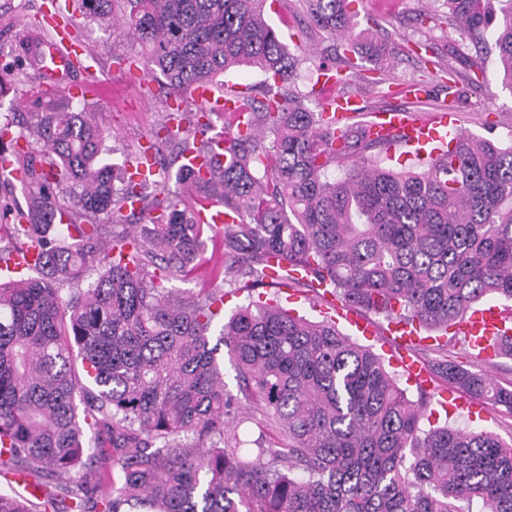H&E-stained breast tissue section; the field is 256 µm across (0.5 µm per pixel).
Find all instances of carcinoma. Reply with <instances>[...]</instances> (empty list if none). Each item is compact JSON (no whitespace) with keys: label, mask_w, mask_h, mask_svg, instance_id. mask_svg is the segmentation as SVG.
I'll return each mask as SVG.
<instances>
[{"label":"carcinoma","mask_w":512,"mask_h":512,"mask_svg":"<svg viewBox=\"0 0 512 512\" xmlns=\"http://www.w3.org/2000/svg\"><path fill=\"white\" fill-rule=\"evenodd\" d=\"M313 25L344 53L387 65L397 47L354 33L349 0H306ZM90 21L121 22L164 77L165 99L215 87L240 67L265 75L263 100L244 94L247 131L224 118V163L202 172L213 121L168 112L151 143L158 175L185 193L149 199L130 160L104 156L86 100L38 86L29 119L0 125V160L21 174L25 205L0 204V262L37 249L34 275L0 278V472L33 479L44 500L0 493V512H512V443L492 431L424 426L428 395L407 396L381 357L328 319L274 302L233 312L218 334L224 293L183 300L166 284L197 278L207 247L224 250V278L254 288L270 260L304 272L360 311L392 324L448 331L486 295L512 300V144L448 136L425 168L366 156L388 146L368 125L273 90L302 59L265 20L266 0H72ZM464 41L492 36L512 88V0H443ZM203 136L190 146L172 122ZM177 145L162 161L160 144ZM336 164L344 174L329 178ZM220 202L239 223L220 229L198 211ZM138 223L105 233L124 211ZM67 215L69 223L60 222ZM101 267L94 283L86 274ZM72 284L68 295L61 285ZM242 397L224 383L221 349ZM455 389L512 413V389L446 358L433 366ZM264 409L261 436L240 399ZM112 457L110 490L89 480L90 442Z\"/></svg>","instance_id":"1"}]
</instances>
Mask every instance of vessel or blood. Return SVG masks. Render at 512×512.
<instances>
[{
  "label": "vessel or blood",
  "instance_id": "b4317fda",
  "mask_svg": "<svg viewBox=\"0 0 512 512\" xmlns=\"http://www.w3.org/2000/svg\"><path fill=\"white\" fill-rule=\"evenodd\" d=\"M48 27L51 34L45 46L49 51L50 63L41 69L46 81L63 85L69 74L79 68L85 75L84 81L77 87L80 95L89 96L91 87L106 86L107 75L85 66L84 61L90 58L91 53L72 41L69 28L53 19L49 20ZM189 96L206 112L212 110L237 115L243 110L244 91L238 87L222 95L210 88L196 87L190 90ZM324 105L335 108L337 118L346 119L352 113L360 111L361 99L355 94L334 95L327 97ZM450 122L451 115L447 112L435 113L428 119L414 117L405 111L385 112L379 115L376 122L371 123L370 129L373 137L393 141L399 147L421 149L446 142ZM457 329L468 338L477 358L487 361L499 354L501 338L512 330V321L505 318L499 308L490 307L464 316ZM395 364L401 368L410 383L421 386L429 384L431 376L428 370L412 356L401 355L396 358Z\"/></svg>",
  "mask_w": 512,
  "mask_h": 512
}]
</instances>
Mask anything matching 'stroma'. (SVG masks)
Instances as JSON below:
<instances>
[{"label":"stroma","mask_w":512,"mask_h":512,"mask_svg":"<svg viewBox=\"0 0 512 512\" xmlns=\"http://www.w3.org/2000/svg\"><path fill=\"white\" fill-rule=\"evenodd\" d=\"M52 4L61 8L65 0H0V74L7 79L0 86V122L10 117L19 121L24 118L22 101L38 84L36 70L24 47L33 39H45V32H33L30 24L47 13ZM353 9L361 27L372 28L381 37L399 44L390 71L379 73L366 62L359 71H346L345 83L338 85V92L361 95L364 110L358 115V122H369L376 113L389 109L406 110L420 118L445 109L458 115L461 130L467 133L495 142L512 141V89L503 86L494 61H487L486 77L478 88L468 85L464 78L452 80L445 74L443 66L450 60L459 37L447 26L421 18L426 11L443 14L440 0H354ZM266 17L285 41L313 48L315 60L304 61L291 89L305 94L308 109L319 110L327 91L311 80L310 71L318 60L340 67L341 61L335 54L337 41L308 25L302 0H269ZM74 27L80 42L92 50L95 69L110 73L107 94L90 101L94 119L105 134L104 148L109 158L118 162L133 157L140 145L153 138L163 120L160 84L153 76L152 65L141 59L145 81H131L112 69L115 58L140 53L121 24L79 19ZM415 82L422 83L423 97L398 89L399 84ZM206 258L197 280L173 282L176 293L188 295L203 286L222 289L224 309L228 312L258 299L286 302L288 293L280 287L248 290L226 284L222 274L223 253L210 252ZM448 422L461 429H490L503 441L512 440V416L488 403L479 413L463 409L449 413Z\"/></svg>","instance_id":"stroma-1"}]
</instances>
